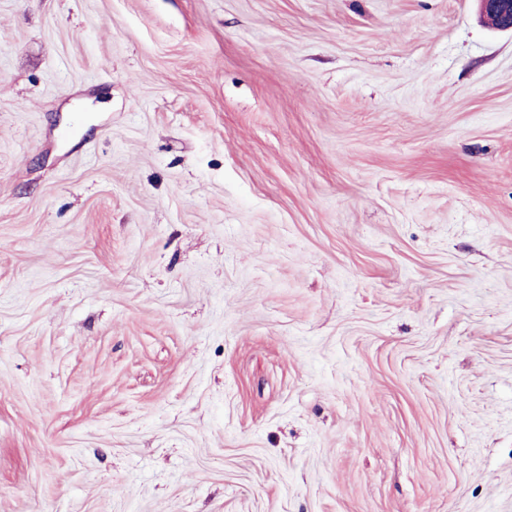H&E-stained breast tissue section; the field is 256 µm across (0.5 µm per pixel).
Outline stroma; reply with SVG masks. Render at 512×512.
I'll return each mask as SVG.
<instances>
[{"label": "stroma", "mask_w": 512, "mask_h": 512, "mask_svg": "<svg viewBox=\"0 0 512 512\" xmlns=\"http://www.w3.org/2000/svg\"><path fill=\"white\" fill-rule=\"evenodd\" d=\"M0 512H512V33L0 0Z\"/></svg>", "instance_id": "stroma-1"}]
</instances>
